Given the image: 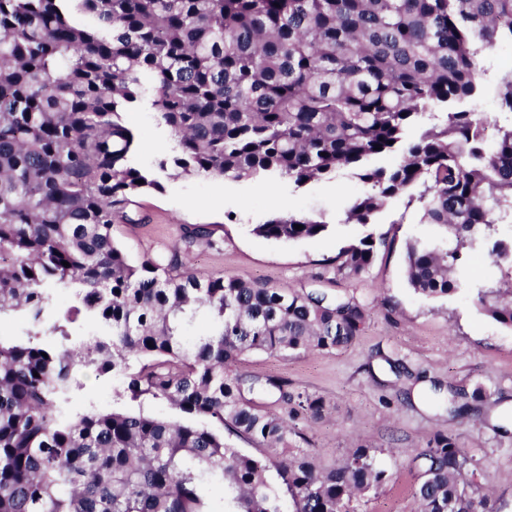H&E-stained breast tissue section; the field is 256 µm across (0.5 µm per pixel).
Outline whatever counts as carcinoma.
<instances>
[{
  "instance_id": "cac0c4a2",
  "label": "carcinoma",
  "mask_w": 512,
  "mask_h": 512,
  "mask_svg": "<svg viewBox=\"0 0 512 512\" xmlns=\"http://www.w3.org/2000/svg\"><path fill=\"white\" fill-rule=\"evenodd\" d=\"M498 44L512 47V0H0V325L22 329L0 335V512H283L280 487L295 512H350L354 496L381 486L386 472L367 447L330 468L286 456L274 464L277 488L266 461L225 445L226 424L270 448L294 445L299 433L255 392L311 420L327 412L279 377L232 373L239 356L346 346L366 311L192 271L186 257L207 236L199 226L184 247L131 263L115 218L161 183L133 165L139 141L125 114L155 112L176 142L159 170L178 176L301 187L352 170L370 186L345 210L356 224L410 193L422 223L452 241L407 244L410 286L468 288L457 272L481 255L499 280L477 301L512 328V234L499 231L512 227V121L496 125L487 153L489 116L452 109L477 93ZM496 89L512 115V69ZM386 154L399 160L370 165ZM326 228L274 211L252 231L291 242ZM371 239L345 247L338 270L364 272ZM81 316L96 332L75 345ZM77 368L182 418L74 412ZM415 461L421 512H499L474 495L480 473L447 432Z\"/></svg>"
}]
</instances>
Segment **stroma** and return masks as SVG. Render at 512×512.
<instances>
[{"mask_svg":"<svg viewBox=\"0 0 512 512\" xmlns=\"http://www.w3.org/2000/svg\"><path fill=\"white\" fill-rule=\"evenodd\" d=\"M126 120L140 136L135 163L158 172L162 184L127 204L128 215H140L141 223L115 221L114 237L132 261L181 244L186 229L201 225L209 236L189 256L193 270L317 291L365 308V328L348 347L287 357L249 352L234 366L244 376L283 378L289 392L320 396L330 405L322 420H288L301 434L297 450L320 465H335L361 445L374 449L388 479L354 498L353 512H418L414 456L442 429L486 475L480 493L489 494L500 512H512V329L475 303L476 285L495 282L497 271L476 257L468 266L471 287L441 297L422 295L407 281L406 244L441 240L445 234L422 223L418 204L407 196L390 199L375 223L363 225L345 220L349 198L366 190L348 172L299 188L285 179L174 178L158 170L172 154L169 130L145 107L127 113ZM276 210L311 214L327 229L290 243L255 235L253 226ZM368 234L377 243L369 268L359 275L339 271L341 249ZM76 377L82 388L74 410L92 403L158 418L180 416L170 404L148 396L116 399L111 377L86 369ZM478 387L486 394L481 404L471 398Z\"/></svg>","mask_w":512,"mask_h":512,"instance_id":"obj_1","label":"stroma"}]
</instances>
